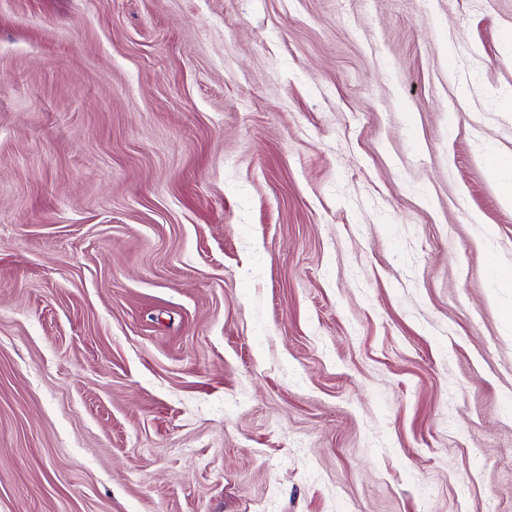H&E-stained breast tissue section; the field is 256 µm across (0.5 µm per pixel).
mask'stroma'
Listing matches in <instances>:
<instances>
[{"label":"stroma","instance_id":"stroma-1","mask_svg":"<svg viewBox=\"0 0 512 512\" xmlns=\"http://www.w3.org/2000/svg\"><path fill=\"white\" fill-rule=\"evenodd\" d=\"M512 0H0V512H512Z\"/></svg>","mask_w":512,"mask_h":512}]
</instances>
